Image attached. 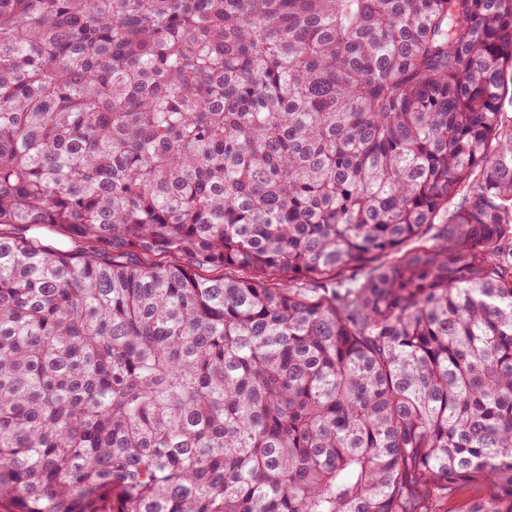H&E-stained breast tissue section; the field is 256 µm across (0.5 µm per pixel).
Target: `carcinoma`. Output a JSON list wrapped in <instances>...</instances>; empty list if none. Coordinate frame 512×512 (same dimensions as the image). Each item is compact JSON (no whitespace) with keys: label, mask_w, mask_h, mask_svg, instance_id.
Here are the masks:
<instances>
[{"label":"carcinoma","mask_w":512,"mask_h":512,"mask_svg":"<svg viewBox=\"0 0 512 512\" xmlns=\"http://www.w3.org/2000/svg\"><path fill=\"white\" fill-rule=\"evenodd\" d=\"M508 104L512 0H0V499L512 512Z\"/></svg>","instance_id":"carcinoma-1"}]
</instances>
